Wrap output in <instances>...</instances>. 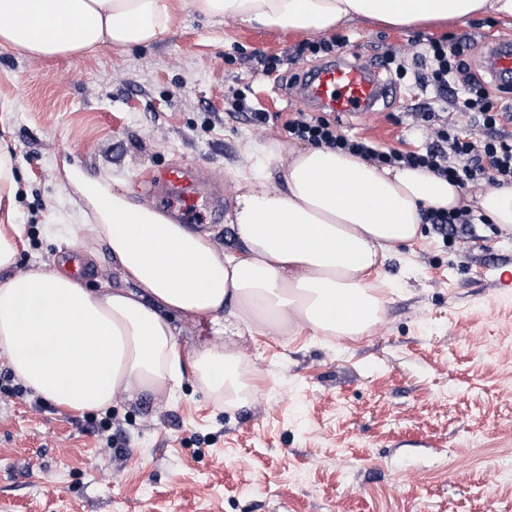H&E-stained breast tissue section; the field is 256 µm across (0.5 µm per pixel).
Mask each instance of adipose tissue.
I'll use <instances>...</instances> for the list:
<instances>
[{"label": "adipose tissue", "instance_id": "ef3b65f1", "mask_svg": "<svg viewBox=\"0 0 512 512\" xmlns=\"http://www.w3.org/2000/svg\"><path fill=\"white\" fill-rule=\"evenodd\" d=\"M246 26L314 35L345 20L403 26L492 15L512 22V0H0V46L41 58L153 42L180 9ZM286 153L279 184L236 174L229 221L245 250L134 203L121 176L70 179L81 195L67 217L88 230L85 256L107 244L124 285L87 287L60 269L16 272L19 185L0 143V357L35 395L71 411L173 395L185 373L216 405L244 406L255 388L238 338L308 326L328 336L369 331L385 298L370 280L395 247L421 234L425 209H475L512 228V185L478 196L421 169L376 166L326 147L249 143V155ZM206 320L230 344L182 353L173 321Z\"/></svg>", "mask_w": 512, "mask_h": 512}]
</instances>
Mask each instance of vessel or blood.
<instances>
[{"mask_svg":"<svg viewBox=\"0 0 512 512\" xmlns=\"http://www.w3.org/2000/svg\"><path fill=\"white\" fill-rule=\"evenodd\" d=\"M492 75L497 86L512 94V43L492 42ZM300 88L312 105L338 116H364L386 97V88L367 56L353 51L310 69ZM139 189L156 198L160 206L180 224L219 223L222 202L216 190L204 189L192 165L174 163L151 170L138 179Z\"/></svg>","mask_w":512,"mask_h":512,"instance_id":"obj_1","label":"vessel or blood"}]
</instances>
